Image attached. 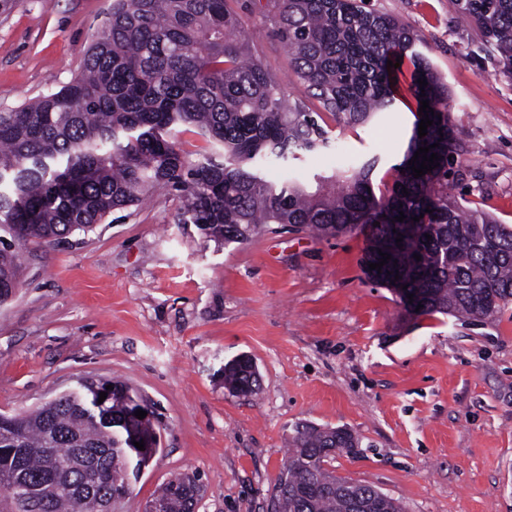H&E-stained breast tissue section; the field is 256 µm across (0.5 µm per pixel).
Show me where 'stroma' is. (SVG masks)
Returning <instances> with one entry per match:
<instances>
[{
  "label": "stroma",
  "mask_w": 512,
  "mask_h": 512,
  "mask_svg": "<svg viewBox=\"0 0 512 512\" xmlns=\"http://www.w3.org/2000/svg\"><path fill=\"white\" fill-rule=\"evenodd\" d=\"M250 52L303 92L275 19L234 0ZM398 17L448 84L462 152L450 182L467 207L512 226V83L480 53L453 0H371ZM112 0H0V112L80 71ZM415 102L380 122L326 118L328 148L272 166L270 180L377 158L403 159ZM157 192L112 220L19 246L21 286L0 305V414L34 410L86 381L129 384L155 413L160 448L119 503L143 512L164 483L195 476V512H267L296 425L360 440L328 468L371 484L405 512H512V309L487 323L409 318L363 272L366 239L266 224L217 246ZM253 358L260 389L224 387V363Z\"/></svg>",
  "instance_id": "35a3bbf8"
}]
</instances>
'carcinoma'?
I'll return each mask as SVG.
<instances>
[{"mask_svg": "<svg viewBox=\"0 0 512 512\" xmlns=\"http://www.w3.org/2000/svg\"><path fill=\"white\" fill-rule=\"evenodd\" d=\"M255 6L274 13V34L288 49L299 85L339 125L367 124L394 111L399 69L387 61H413L409 91L415 102L429 101L433 124L423 137L413 128L392 182L375 188L373 161L320 175L313 186L267 180L266 163L288 167L295 152L326 144L328 130L301 103L288 101L260 57L248 55L229 0H113L76 77L0 112V304L19 286L14 243L53 244L169 189L182 201L180 222L217 245L242 243L263 224H295L324 236L356 231L368 241V279L413 295L412 306L423 308L412 315L495 319L512 305V227L448 196L460 151L448 85L416 51L415 34L364 0H256ZM455 6L512 79V0H455ZM187 131L210 150L188 158L180 140ZM434 143L439 166L414 177L409 160ZM381 251L391 259L370 269ZM224 387L255 393V366L226 362ZM138 399L121 382H87L9 417L7 427L0 421V489L7 492L0 512L13 508L14 489L23 484L30 488L23 512H91L80 510L76 490L94 503L148 466L147 457L121 455L136 442L158 439L153 420L135 416ZM358 447L344 428L296 426L273 487L274 512H402L393 498L377 499L375 486L328 471L336 453ZM196 494L191 478L177 476L156 499L168 512H192Z\"/></svg>", "mask_w": 512, "mask_h": 512, "instance_id": "obj_1", "label": "carcinoma"}]
</instances>
